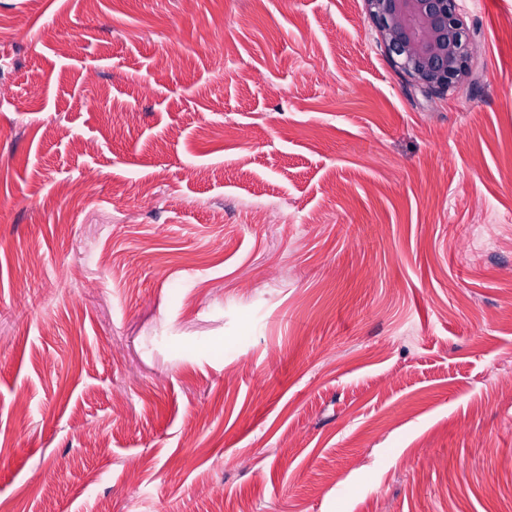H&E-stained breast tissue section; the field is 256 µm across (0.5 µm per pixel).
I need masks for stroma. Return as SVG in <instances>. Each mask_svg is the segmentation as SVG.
I'll list each match as a JSON object with an SVG mask.
<instances>
[{
    "label": "stroma",
    "instance_id": "1",
    "mask_svg": "<svg viewBox=\"0 0 512 512\" xmlns=\"http://www.w3.org/2000/svg\"><path fill=\"white\" fill-rule=\"evenodd\" d=\"M461 87L365 0H0V512H512V0Z\"/></svg>",
    "mask_w": 512,
    "mask_h": 512
}]
</instances>
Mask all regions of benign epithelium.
Returning <instances> with one entry per match:
<instances>
[{"label":"benign epithelium","mask_w":512,"mask_h":512,"mask_svg":"<svg viewBox=\"0 0 512 512\" xmlns=\"http://www.w3.org/2000/svg\"><path fill=\"white\" fill-rule=\"evenodd\" d=\"M392 62L430 95L470 72L471 48L455 0H365Z\"/></svg>","instance_id":"benign-epithelium-1"}]
</instances>
